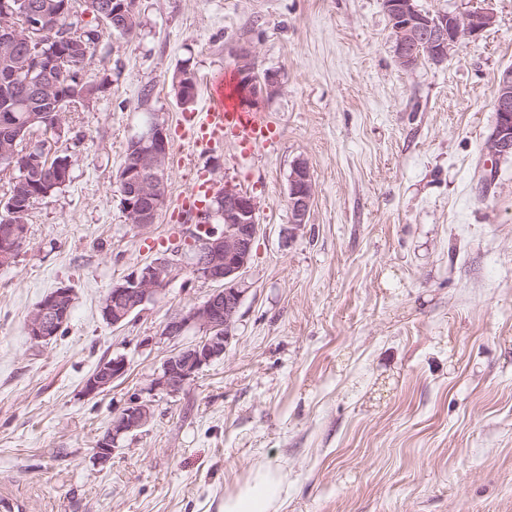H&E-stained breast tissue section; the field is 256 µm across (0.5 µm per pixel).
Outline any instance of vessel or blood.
<instances>
[{
    "label": "vessel or blood",
    "instance_id": "vessel-or-blood-1",
    "mask_svg": "<svg viewBox=\"0 0 512 512\" xmlns=\"http://www.w3.org/2000/svg\"><path fill=\"white\" fill-rule=\"evenodd\" d=\"M180 133L195 147L210 146L232 140L242 155L272 144L276 138L271 123L256 119L246 112L236 111L234 104L224 97V79L216 77L212 83L209 104L203 112L195 114ZM213 193L209 179L198 178L192 189L178 197L175 210L178 215L198 216L205 210Z\"/></svg>",
    "mask_w": 512,
    "mask_h": 512
}]
</instances>
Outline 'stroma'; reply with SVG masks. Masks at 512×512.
<instances>
[{
	"label": "stroma",
	"mask_w": 512,
	"mask_h": 512,
	"mask_svg": "<svg viewBox=\"0 0 512 512\" xmlns=\"http://www.w3.org/2000/svg\"><path fill=\"white\" fill-rule=\"evenodd\" d=\"M429 14L486 8L495 23L442 64L395 61L381 0H138L127 39L100 28L70 182L30 211L0 266V502L13 512H222L261 463L280 466L281 512H512V156L486 149L499 74L512 66V0H417ZM284 77L237 101L276 141L196 153L176 129L200 112L233 53ZM199 81L180 105L173 72ZM150 96H143V89ZM168 133L167 208L198 172L257 205L259 231L223 358L178 395L150 389L194 341L169 319L212 286L188 260L189 227L130 224L117 175L149 119ZM314 188L291 229L288 174ZM180 253L168 287L122 326L101 303L140 264ZM68 284L62 335L32 342L37 303ZM126 376L90 397L113 356ZM153 416L107 463L96 448L134 397ZM127 369L128 363L124 356L118 355L104 360L86 379L85 394L94 396L103 392L112 383L124 377Z\"/></svg>",
	"instance_id": "1"
}]
</instances>
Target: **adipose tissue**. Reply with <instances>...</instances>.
I'll return each instance as SVG.
<instances>
[{"mask_svg":"<svg viewBox=\"0 0 512 512\" xmlns=\"http://www.w3.org/2000/svg\"><path fill=\"white\" fill-rule=\"evenodd\" d=\"M287 487L282 469L258 466L235 493L225 496L223 512H279Z\"/></svg>","mask_w":512,"mask_h":512,"instance_id":"ef3b65f1","label":"adipose tissue"}]
</instances>
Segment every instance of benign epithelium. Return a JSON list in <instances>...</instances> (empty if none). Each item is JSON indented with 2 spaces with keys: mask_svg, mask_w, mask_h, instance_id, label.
Returning a JSON list of instances; mask_svg holds the SVG:
<instances>
[{
  "mask_svg": "<svg viewBox=\"0 0 512 512\" xmlns=\"http://www.w3.org/2000/svg\"><path fill=\"white\" fill-rule=\"evenodd\" d=\"M20 10L28 12V29L39 35L36 48L29 50L32 60V83L39 90L57 84L56 73L65 72L58 55L62 46L68 52L89 57L91 46H73L68 43L65 30L68 22L80 17H65L49 5L33 10L18 0ZM112 31L126 38L138 29L137 0H116L112 4ZM393 32V52L397 64L411 69L426 57L435 64L448 60L450 53L467 39L479 37L495 23L489 10L465 13L445 12L425 14L416 0H383ZM30 40L8 17L0 18V53H16ZM234 72L239 85L252 99L276 94L282 85L277 71L257 72L252 52L241 47L234 53ZM495 121L486 142V149L495 157L512 155V68L504 69L498 80L493 103ZM49 141L31 144L23 153L0 152V162L16 173L15 181L24 186L26 195L22 207L14 209L17 216L25 214L36 197L33 188L43 176L42 160ZM129 154L133 160L131 172L133 190L122 193V208L129 223L136 227L153 224L159 209L167 199L164 170L168 156V138L164 124L152 122L130 140ZM288 207L292 229L305 228L313 201V184L307 162L297 159L288 175ZM205 223L215 225L208 233L192 232V268L196 276L217 284L202 303L182 311L165 325L163 335L175 338L189 329L200 333L198 340L179 349L165 359L161 373L153 378L150 390L169 396L178 395L185 385L212 361L224 356L231 343L233 326L239 312L245 289L244 274L252 259L253 246L258 234L256 204L253 198L231 184H224L212 197L205 214ZM23 233L19 225L0 228V266L15 258L22 244ZM177 265L168 256L155 258L139 265L127 278L112 285L107 292L102 311L107 321L118 326L164 291L169 285ZM73 305V291L65 285L55 288L37 306L27 324L29 338L35 343H47L56 334V326L69 316ZM128 363L118 355L103 361L86 379L84 392L94 396L124 377ZM152 417V404L134 398L119 414L112 418L106 434L97 448V458L105 463L125 438L144 428Z\"/></svg>",
  "mask_w": 512,
  "mask_h": 512,
  "instance_id": "obj_1",
  "label": "benign epithelium"
}]
</instances>
